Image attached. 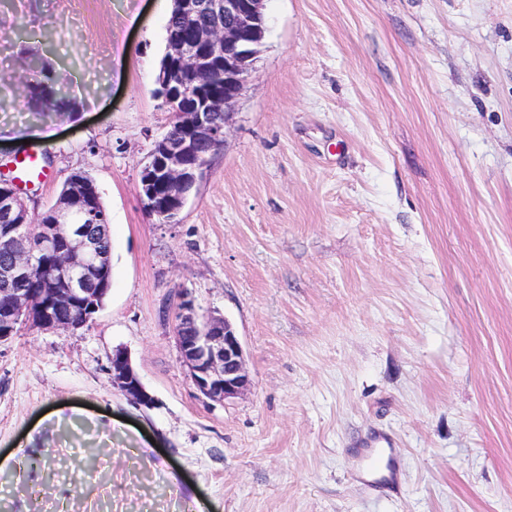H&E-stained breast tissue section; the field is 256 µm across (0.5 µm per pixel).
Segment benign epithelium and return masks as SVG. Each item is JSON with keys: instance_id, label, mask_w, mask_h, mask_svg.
Instances as JSON below:
<instances>
[{"instance_id": "obj_1", "label": "benign epithelium", "mask_w": 512, "mask_h": 512, "mask_svg": "<svg viewBox=\"0 0 512 512\" xmlns=\"http://www.w3.org/2000/svg\"><path fill=\"white\" fill-rule=\"evenodd\" d=\"M182 24L190 35L167 39L166 67L157 81L156 95L173 109L179 134L166 132L158 139L140 174V193L149 209L155 208L157 191L164 192L173 213H179L193 194L210 161L203 149L216 152L225 142L232 107L253 70L267 31L264 0H177ZM179 67L205 79L219 69L224 92L190 93L172 84L169 73ZM21 188L0 193V235L8 259L0 263V343L11 338L17 326L30 324L43 330L78 331L101 309L99 300L109 292L103 275L101 241L110 224L95 211L78 203L97 193L94 183L74 179L56 199L54 220L31 230L32 219L20 197ZM64 270L48 273L42 287H21L40 269L43 259ZM78 305L82 316L63 321L58 312ZM174 339L181 360L196 389L204 397L224 402L243 394L250 383L239 336L221 315L198 313L186 292L178 295ZM112 387L135 404L148 407L153 397L146 391L126 352L112 354Z\"/></svg>"}]
</instances>
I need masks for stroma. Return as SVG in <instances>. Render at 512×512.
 <instances>
[{"label":"stroma","instance_id":"stroma-1","mask_svg":"<svg viewBox=\"0 0 512 512\" xmlns=\"http://www.w3.org/2000/svg\"><path fill=\"white\" fill-rule=\"evenodd\" d=\"M172 0H0V153L30 214L75 171L112 290L74 333L0 345V458L39 459L6 512H512V0H266L224 145L175 222L140 196L172 114ZM72 82L33 119L30 57ZM188 291L234 326L224 403L173 341ZM128 353L152 406L112 386ZM392 451L397 488L358 480Z\"/></svg>","mask_w":512,"mask_h":512}]
</instances>
